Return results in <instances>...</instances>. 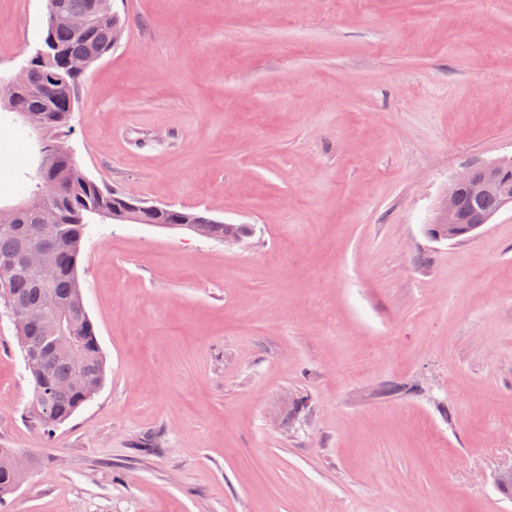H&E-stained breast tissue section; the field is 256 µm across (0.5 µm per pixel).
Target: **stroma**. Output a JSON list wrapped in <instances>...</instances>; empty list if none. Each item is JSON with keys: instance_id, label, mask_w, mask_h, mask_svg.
Instances as JSON below:
<instances>
[{"instance_id": "35a3bbf8", "label": "stroma", "mask_w": 512, "mask_h": 512, "mask_svg": "<svg viewBox=\"0 0 512 512\" xmlns=\"http://www.w3.org/2000/svg\"><path fill=\"white\" fill-rule=\"evenodd\" d=\"M83 75L85 174L251 235L91 217L78 274L105 361L45 437L0 304V512H512V211L428 229L512 157V0H112ZM46 0H0V74ZM0 202L32 138L4 121ZM481 171L482 178H478L475 171L470 169L451 180L437 208L434 225L431 224L429 229L433 240L454 242L472 239L498 213L512 210V158L481 167ZM506 184L509 185L508 189L505 188ZM462 187L471 199L478 200L492 189L502 191V197L500 201L497 196L486 198L484 209L492 213L483 214L463 204L460 196ZM211 224L216 225L214 228V239L220 240L238 236L225 242L231 244H240L243 243L247 237H249V235L242 236L249 232L250 228L246 224H223V222L214 220L193 211H185L183 214H179V216L173 221L166 220L153 225L159 228L168 229L184 228L202 236H209ZM20 466L15 450L12 448H0V504L6 501V497L11 495L13 488H17L23 481L27 468L21 467L14 471L12 485L10 484V475L14 468Z\"/></svg>"}]
</instances>
